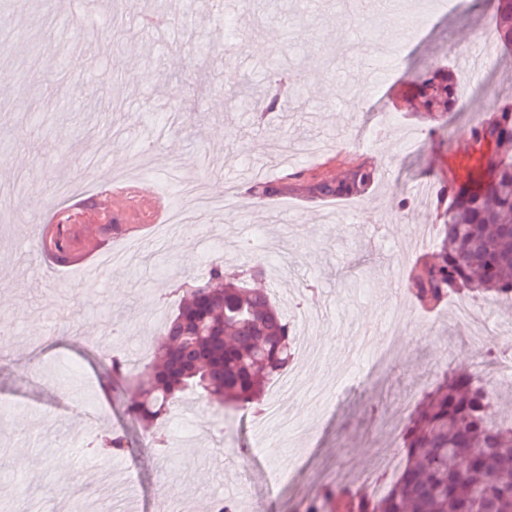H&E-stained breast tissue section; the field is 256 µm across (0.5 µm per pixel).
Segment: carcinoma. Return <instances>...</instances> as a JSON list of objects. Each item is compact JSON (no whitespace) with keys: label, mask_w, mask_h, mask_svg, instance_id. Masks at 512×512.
<instances>
[{"label":"carcinoma","mask_w":512,"mask_h":512,"mask_svg":"<svg viewBox=\"0 0 512 512\" xmlns=\"http://www.w3.org/2000/svg\"><path fill=\"white\" fill-rule=\"evenodd\" d=\"M492 6L496 41L512 48V0H470V10ZM405 83L423 114L443 119L460 106L459 86L448 69L408 67ZM245 97L263 116L286 111L271 82L245 83ZM464 180L441 184L431 200L440 221L437 252L418 260L408 288L427 309L450 295L488 297L512 307V99L496 101L475 121L463 149ZM376 180L364 163L339 179L311 177L305 185L317 200L360 196ZM290 190L287 183L260 182L261 199ZM267 265L246 261L227 268L214 260L181 296L151 344L144 366L108 355L112 380L135 378L141 399L128 414L154 436L167 430L171 408L188 389L224 411H247L288 371L294 327L270 293L249 288ZM497 401L482 376L465 370L446 375L413 405L401 426L402 465L384 491L372 496L352 479L330 482L302 502L303 512H512V417L494 420Z\"/></svg>","instance_id":"cac0c4a2"}]
</instances>
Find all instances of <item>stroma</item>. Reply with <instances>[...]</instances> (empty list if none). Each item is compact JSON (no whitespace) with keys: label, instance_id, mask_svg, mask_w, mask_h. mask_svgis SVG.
Returning <instances> with one entry per match:
<instances>
[{"label":"stroma","instance_id":"stroma-1","mask_svg":"<svg viewBox=\"0 0 512 512\" xmlns=\"http://www.w3.org/2000/svg\"><path fill=\"white\" fill-rule=\"evenodd\" d=\"M371 0L362 15L337 0H288V19L269 17L253 26L239 16L242 41L227 46L216 0H198L196 22L184 0H0V318L15 332L0 358V512H24L28 499L55 497L57 512L114 495L117 512H156L159 500L185 512H211L215 498H231L238 512H302L301 501L336 468L369 466L388 447L386 422L405 419L446 371L481 370L503 395L495 416L512 415L504 394L512 380L468 350V326L448 309L421 310L401 284L405 266L432 254L417 245L415 224L436 221L432 207L391 214L393 197L413 195L423 171L437 180L462 174L454 143L498 99L512 96V54L484 46L485 68L468 75L458 67L491 27L490 13H453L425 4L422 32L390 31ZM123 30L119 54L102 52ZM381 69L371 83L362 73ZM456 67L473 94L448 116L439 148L430 121L412 111L403 83L406 67ZM139 81L126 77L129 68ZM282 70L304 74L291 111L270 127H255L236 85ZM212 88L195 95L192 80ZM147 152L144 178L171 192V176L200 182L216 198L233 195L236 207L187 224L113 225L111 234H87L81 262L106 249L124 261L93 278L80 264L47 268L36 246L58 201L31 188L28 173L49 185L75 183L86 202L112 195L115 176L129 156ZM379 180L355 202L320 201L303 188L256 200L259 182L285 180L297 171L339 178L355 161ZM264 216L257 248L248 212ZM273 261L283 312L299 340L321 349L322 364L307 373L304 393L281 400L299 415L296 429L265 423L254 430L252 412L224 420L223 408L186 395L174 423L188 439L174 438L166 452L142 442L120 457H91L90 445L113 432L139 433L124 413L139 399L136 383H113L99 345L111 332L122 354L145 362L150 343L170 314L177 289L204 273L210 260L239 264L244 257ZM406 315L404 333L388 346L384 327L393 312ZM361 369L353 386L336 377ZM334 391L330 410L317 400ZM70 466L60 469V458ZM180 481L167 493L168 476Z\"/></svg>","mask_w":512,"mask_h":512}]
</instances>
